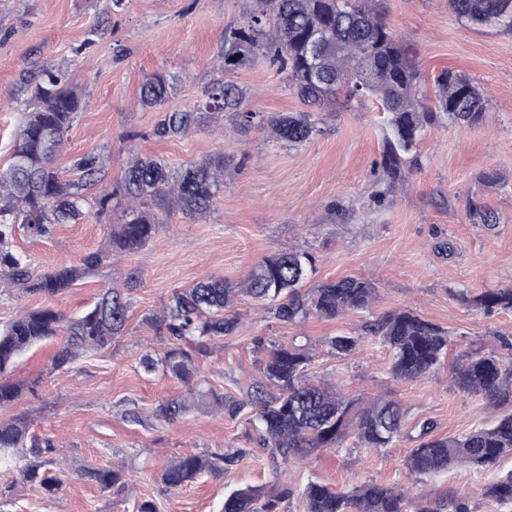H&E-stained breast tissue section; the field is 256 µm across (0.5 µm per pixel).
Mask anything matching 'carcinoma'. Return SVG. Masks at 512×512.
I'll list each match as a JSON object with an SVG mask.
<instances>
[{
  "label": "carcinoma",
  "instance_id": "obj_1",
  "mask_svg": "<svg viewBox=\"0 0 512 512\" xmlns=\"http://www.w3.org/2000/svg\"><path fill=\"white\" fill-rule=\"evenodd\" d=\"M260 9L245 26L224 33L222 72L263 58L287 74L288 87L308 107L300 112H253L242 107L245 91L226 79L207 90L206 106L232 113L240 132L268 130L271 138L290 146L309 141L317 132L318 114L344 93V100L375 96L379 99L391 136L382 155L385 177L404 184V164L425 127L445 122L474 128L490 114V101L467 76L444 69L434 82L438 92L434 106L426 105L423 76L409 48L394 37L380 16L362 0H256ZM460 20L474 24L502 22L512 27V0H448ZM288 30V44L271 42L267 28ZM60 71H43L35 86L32 107L23 113L8 166L0 169V288L20 287L47 295L70 288L80 269L63 266L33 276L28 260L14 253L10 242L16 232L31 238L48 236L56 224L83 217L82 190L97 181L103 168L98 156L87 155L74 164L77 180L65 179L54 158L66 141L76 118L79 98L62 85ZM167 96L163 76L154 75L142 86V102L159 108ZM191 113L171 112L154 129L165 139L184 134ZM224 184V157L218 156L171 173L160 159L134 152L128 158L123 180L100 200L101 208L122 210L124 222L112 225L108 248L85 255L84 268L104 264L114 253L145 247L168 217L205 212ZM161 200L157 214L149 201ZM316 271L309 251L274 250L266 255L241 284L209 277L175 292L166 311L145 321L166 329L171 347L159 359L145 354L140 366L152 373L156 365L190 386L197 369L192 354H210L216 340L235 333L241 325L233 306L238 297L267 300L274 318L300 324L316 316L336 319L370 308L377 288L365 278L343 277L321 281L311 288L306 282ZM487 311H512V287L488 290L474 298ZM130 299L120 289L107 288L93 307L79 317L67 318L51 309L26 312L0 328V411L12 408L24 385L15 381V361L31 347L54 344L52 368L68 369L82 354L112 346L129 319ZM391 353L390 375L417 380L440 362L448 349V332L412 310H393L367 325ZM359 338L337 335L328 345L338 357L357 348ZM312 353L306 344H277L266 350L258 377L242 398L220 400L224 411L235 417L246 409L254 414L255 444L277 464L300 461L309 453L341 448L352 437L366 448H386L403 435L405 410L400 402L378 397L353 398L308 374ZM453 385L478 395L501 412L487 425L463 436L432 435L434 423L420 426L416 445L409 449L405 465L414 475H439L458 465L492 468L512 454V361L495 353L467 356L451 366ZM189 408L184 398L171 399L154 411L157 419L171 422ZM58 446L48 437L28 433L26 419L13 415L0 419V462L17 463L16 472L37 482L50 495L61 480L40 469L56 461ZM246 450L190 454L170 464L162 475L171 487L191 483L207 472L222 474L237 465ZM80 476L104 490L127 488L122 472L111 467L87 466ZM486 496L500 505H512V470L500 475L486 489ZM291 497L284 487L267 497L256 488H239L224 497L222 512H277V505ZM304 512H408L406 492L395 486L371 482L351 491L310 482L301 494ZM471 512L467 502L452 494L427 496L413 512Z\"/></svg>",
  "mask_w": 512,
  "mask_h": 512
}]
</instances>
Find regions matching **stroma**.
Returning a JSON list of instances; mask_svg holds the SVG:
<instances>
[{"mask_svg": "<svg viewBox=\"0 0 512 512\" xmlns=\"http://www.w3.org/2000/svg\"><path fill=\"white\" fill-rule=\"evenodd\" d=\"M399 41L410 45L425 78L443 69L465 74L492 100L489 122L477 128L431 126L408 156L405 187L389 189L382 172L386 118L378 100H337L323 113L321 131L291 147L265 132H238L226 113L204 109V92L217 79L224 31L246 24L253 0H0V168L10 160L31 88L45 69L59 70L80 108L55 164L76 179L74 162L102 158L99 181L85 189L86 216L56 225L46 238L16 233L13 252L26 257L34 274L80 266L82 257L106 249L108 227L123 221L118 210L100 211L98 199L123 174L129 151L164 160L177 170L220 155L224 186L201 216L176 214L140 252L116 254L79 281L49 297L13 288L0 293V326L20 312L52 308L80 315L108 287L127 289L132 305L123 336L111 347L80 357L71 371L50 370L51 345L26 352L14 372L33 384L15 413L25 414L32 433L50 436L70 470L60 493L47 495L0 466V512H136L153 501L158 512H221L229 491L251 485L272 491L290 486L280 512H303L301 493L317 481L349 490L374 481L406 482L404 460L423 421L439 436H461L488 423L493 409L481 397L458 391L450 366L464 354L500 351V336H512V312H485L461 301L512 287V28L458 20L448 0H368ZM165 76L162 108L145 106L140 91L153 75ZM256 112H296L302 105L285 75L256 59L230 73ZM192 112L196 121L181 136L159 139L153 130L166 113ZM494 212L496 224H475L471 204ZM274 249H302L316 258L314 281L364 277L378 287L369 311L332 320L310 318L283 324L268 306L243 296L235 310L239 330L198 359L196 404L179 420L154 417L163 401L185 397L188 386L163 371L144 373V353L162 356L166 331L146 323L174 291L214 275L246 279ZM410 308L447 330V356L427 376L391 378L389 353L366 337L357 353L339 358L327 340L360 333L382 313ZM266 344H308L312 375L347 394L382 395L400 401L407 437L381 451L325 450L276 471L251 441L249 413L229 417L218 396H242ZM138 410L141 421L127 417ZM243 449L224 475H202L171 488L161 480L166 466L186 454ZM86 465L122 469L127 491H101L76 477ZM512 470V456L497 471L460 467L426 478L429 491L452 490L473 512H512L483 495L496 473Z\"/></svg>", "mask_w": 512, "mask_h": 512, "instance_id": "35a3bbf8", "label": "stroma"}]
</instances>
